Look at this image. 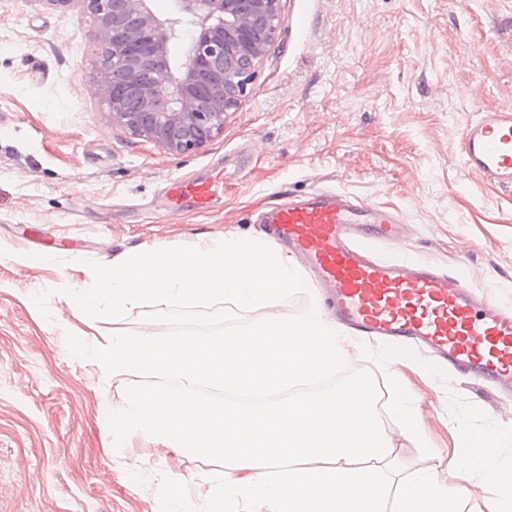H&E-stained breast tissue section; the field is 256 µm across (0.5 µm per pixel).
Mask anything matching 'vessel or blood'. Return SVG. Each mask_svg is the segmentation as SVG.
I'll list each match as a JSON object with an SVG mask.
<instances>
[{
  "label": "vessel or blood",
  "mask_w": 512,
  "mask_h": 512,
  "mask_svg": "<svg viewBox=\"0 0 512 512\" xmlns=\"http://www.w3.org/2000/svg\"><path fill=\"white\" fill-rule=\"evenodd\" d=\"M463 166L485 182L512 188V107L481 111L460 136ZM217 174L167 182V209L211 207ZM267 235L313 279L324 312L359 336L418 345L469 378L512 393V307L475 295L459 275L409 258H377L399 243L404 221L388 207L321 189L271 206Z\"/></svg>",
  "instance_id": "b4317fda"
}]
</instances>
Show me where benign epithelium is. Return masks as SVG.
Wrapping results in <instances>:
<instances>
[{"label": "benign epithelium", "instance_id": "1", "mask_svg": "<svg viewBox=\"0 0 512 512\" xmlns=\"http://www.w3.org/2000/svg\"><path fill=\"white\" fill-rule=\"evenodd\" d=\"M96 25L98 89L112 122L171 154L224 129L281 26V0H177L171 17L151 0H79ZM195 28L174 67L169 44Z\"/></svg>", "mask_w": 512, "mask_h": 512}]
</instances>
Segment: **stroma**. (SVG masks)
I'll return each mask as SVG.
<instances>
[{"label":"stroma","instance_id":"obj_1","mask_svg":"<svg viewBox=\"0 0 512 512\" xmlns=\"http://www.w3.org/2000/svg\"><path fill=\"white\" fill-rule=\"evenodd\" d=\"M275 42L224 128L171 155L112 121L96 81L93 18L77 0H0V512H160L164 475L190 498L221 465L154 443L108 451L100 382L65 335L61 289L141 246L261 236L257 212L336 188L397 209L408 254L512 302V189L453 153L478 112L512 105V12L503 0H281ZM224 166L205 212L169 211V180ZM37 253V265L19 254ZM50 291L51 319L28 299ZM401 367L425 438L379 411L409 471L455 467L457 393L492 420V390L416 354ZM441 467H434V460Z\"/></svg>","mask_w":512,"mask_h":512}]
</instances>
